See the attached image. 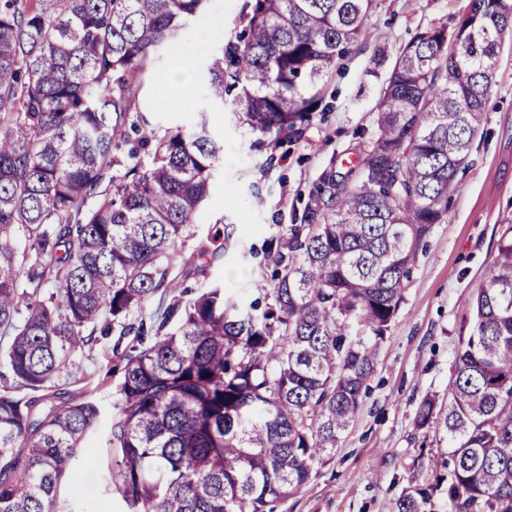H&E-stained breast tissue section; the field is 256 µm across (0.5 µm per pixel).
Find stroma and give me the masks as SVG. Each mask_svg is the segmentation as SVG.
Returning a JSON list of instances; mask_svg holds the SVG:
<instances>
[{"label":"stroma","mask_w":512,"mask_h":512,"mask_svg":"<svg viewBox=\"0 0 512 512\" xmlns=\"http://www.w3.org/2000/svg\"><path fill=\"white\" fill-rule=\"evenodd\" d=\"M248 0H208L203 15L189 21L177 45L161 54L131 103L132 117H146L156 135L179 128L193 132L199 109H207L210 131L224 142L208 198L178 247L186 257L206 244L222 225L234 227L231 245L205 273H192L184 287L223 284L240 305L256 296L258 262L271 239L302 212L331 162L365 148L360 131L372 126V110L401 46L420 29L451 24L469 0H381L369 17L367 47L338 61L323 101L302 136L257 146L256 134L229 112L237 90L224 104L210 102L198 77L218 49H232L247 24ZM224 27L210 30L213 19ZM193 54L190 90L160 95L157 84L184 50ZM261 205H252L253 194ZM512 221V38L499 49L481 130L448 210L419 249L402 291L399 311L381 345L369 390L336 449L321 458L309 482L275 503L274 512H395L403 489L426 486L430 462L448 456L446 442L424 443L413 424L429 395L448 401L450 366L462 325L472 320V302L497 254L502 230ZM96 429L84 441L76 480L59 498L72 512H126L117 489L118 453L109 444L116 414L111 387L97 388Z\"/></svg>","instance_id":"1"}]
</instances>
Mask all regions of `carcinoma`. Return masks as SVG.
<instances>
[{"label":"carcinoma","instance_id":"carcinoma-1","mask_svg":"<svg viewBox=\"0 0 512 512\" xmlns=\"http://www.w3.org/2000/svg\"><path fill=\"white\" fill-rule=\"evenodd\" d=\"M206 2L0 8V512H63L60 486L76 478L100 410L59 379L76 377L73 358L112 333L132 337L99 378L119 376L110 443L130 512H267L297 494L360 407L512 35V0H469L452 24L415 33L380 89L368 145L327 170L300 223L269 243L272 283L259 281L262 298L241 312L223 287L186 299L171 276L220 158L206 111L189 134L128 123L153 58ZM378 7L254 0L234 67L222 53L206 65L210 97L222 103L240 84L235 111L252 132L300 136ZM129 129L138 145L114 175ZM221 238L230 232L184 266L218 255ZM155 296L148 319H132ZM414 425L446 436L451 463L404 490L396 512H427L444 483L445 512H512V225L461 328L448 406L424 400Z\"/></svg>","mask_w":512,"mask_h":512}]
</instances>
